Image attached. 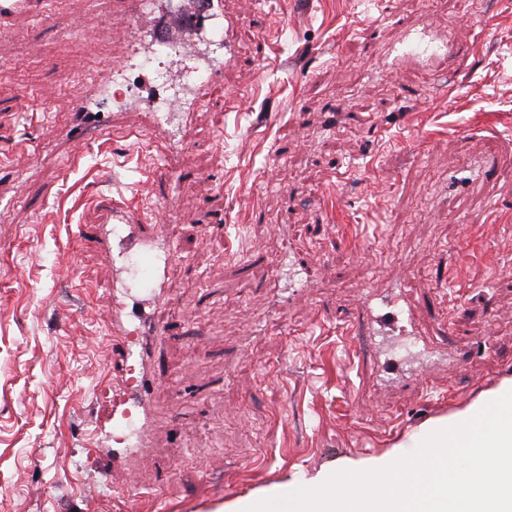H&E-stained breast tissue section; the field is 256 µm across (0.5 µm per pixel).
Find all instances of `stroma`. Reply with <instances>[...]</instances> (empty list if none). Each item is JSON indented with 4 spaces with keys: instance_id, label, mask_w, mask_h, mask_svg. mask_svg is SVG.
Here are the masks:
<instances>
[{
    "instance_id": "stroma-1",
    "label": "stroma",
    "mask_w": 512,
    "mask_h": 512,
    "mask_svg": "<svg viewBox=\"0 0 512 512\" xmlns=\"http://www.w3.org/2000/svg\"><path fill=\"white\" fill-rule=\"evenodd\" d=\"M239 6L238 60L191 134L166 115L188 166L170 180L138 138L152 72H132L126 123L61 136L81 71L112 78L154 29L131 33L116 0H58L54 25L0 32V512H124L131 484L140 512H215L381 452L512 373V0L478 18L470 0H263L262 31ZM90 14L80 41L59 35ZM482 156L494 176L449 188ZM104 194L162 214L178 249L155 310L173 382L132 471L110 451L112 290L79 233ZM395 276L410 336L361 311Z\"/></svg>"
}]
</instances>
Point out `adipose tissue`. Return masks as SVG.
Masks as SVG:
<instances>
[{
    "mask_svg": "<svg viewBox=\"0 0 512 512\" xmlns=\"http://www.w3.org/2000/svg\"><path fill=\"white\" fill-rule=\"evenodd\" d=\"M465 453L463 478L435 476L423 512H512V376L452 414L429 419L384 452L343 456L225 502L223 512H408L410 464ZM494 481H487V473Z\"/></svg>",
    "mask_w": 512,
    "mask_h": 512,
    "instance_id": "ef3b65f1",
    "label": "adipose tissue"
}]
</instances>
